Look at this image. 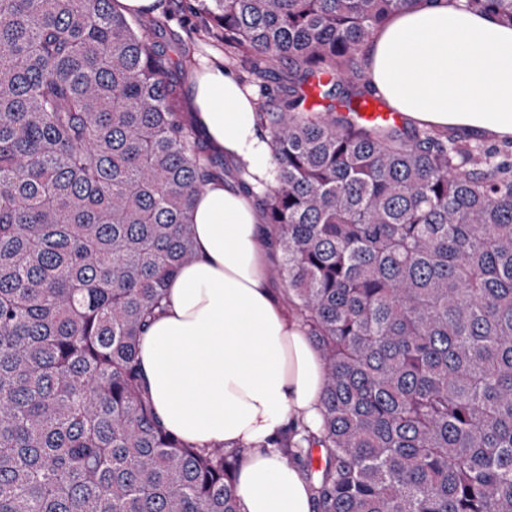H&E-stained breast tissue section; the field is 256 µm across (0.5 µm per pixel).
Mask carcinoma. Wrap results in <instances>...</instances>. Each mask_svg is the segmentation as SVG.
<instances>
[{"label": "carcinoma", "mask_w": 512, "mask_h": 512, "mask_svg": "<svg viewBox=\"0 0 512 512\" xmlns=\"http://www.w3.org/2000/svg\"><path fill=\"white\" fill-rule=\"evenodd\" d=\"M196 2L263 93L274 274L325 366L320 512H512V159L305 106L375 97L363 47L415 0ZM112 4L0 0V512H239L236 454L167 432L138 366L216 173Z\"/></svg>", "instance_id": "1"}]
</instances>
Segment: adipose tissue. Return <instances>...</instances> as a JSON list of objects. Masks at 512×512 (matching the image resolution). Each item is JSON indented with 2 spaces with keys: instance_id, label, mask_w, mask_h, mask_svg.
<instances>
[{
  "instance_id": "obj_1",
  "label": "adipose tissue",
  "mask_w": 512,
  "mask_h": 512,
  "mask_svg": "<svg viewBox=\"0 0 512 512\" xmlns=\"http://www.w3.org/2000/svg\"><path fill=\"white\" fill-rule=\"evenodd\" d=\"M364 52L368 81L396 111L512 138V27L494 16L418 0ZM189 95L200 132L249 183L218 179L197 197L194 257L142 334L140 371L161 426L200 449L238 451L239 512H318L303 468L279 446L319 431L325 367L269 283L275 245L252 190L272 177L271 151L254 98L223 67L201 60Z\"/></svg>"
}]
</instances>
